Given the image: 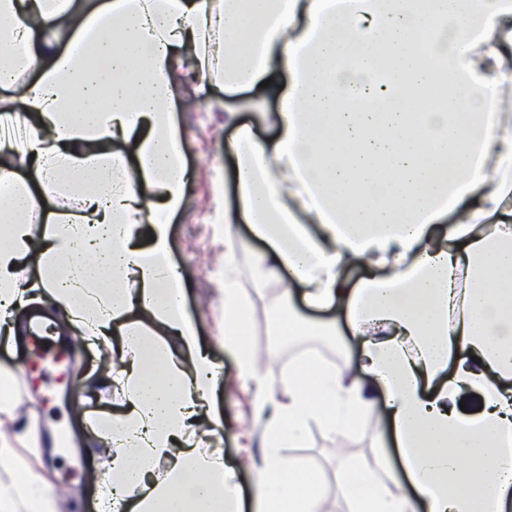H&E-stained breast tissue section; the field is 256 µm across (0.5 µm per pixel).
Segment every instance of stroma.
I'll return each mask as SVG.
<instances>
[{"instance_id":"1","label":"stroma","mask_w":512,"mask_h":512,"mask_svg":"<svg viewBox=\"0 0 512 512\" xmlns=\"http://www.w3.org/2000/svg\"><path fill=\"white\" fill-rule=\"evenodd\" d=\"M174 90L177 98L193 101L194 106L177 114L191 177L185 207L171 221L172 259L187 282L186 311L198 329L200 345L219 369L212 399L221 423L206 428L202 444L221 451L236 465L235 482L249 499L255 494L258 468L266 451V418L257 410L258 397L269 394L275 403L288 404L281 379L297 360L301 347L325 350V362L339 371L355 363L359 348L347 334L299 335L287 340L279 336L270 308L279 299L281 286L272 282L263 290H255L252 273L265 246L252 236L248 225L241 224L236 228V283L249 303L248 339L266 359L255 377L237 378L235 359L225 351L222 341L224 235L219 229L224 215L221 189L232 180L233 159L227 146L234 129L224 123L222 86H212L204 98L187 79L178 82ZM100 353V347L77 343L66 365L61 366L36 358L30 345L18 341L0 345V369L28 379L23 392L17 384L9 385L6 394L17 417L0 420V429L32 422L37 431L54 429L62 438L68 430L79 431L80 456L41 454L43 471L57 492L60 512H100L96 495L99 460L92 449L93 433L82 419L115 412L123 400L122 394L109 389L93 371ZM280 454L288 463L318 476L322 512L350 510L336 478L341 459H358L376 474L386 467H401L390 424L377 428L368 418L343 437L309 425L303 440L295 447L281 449Z\"/></svg>"}]
</instances>
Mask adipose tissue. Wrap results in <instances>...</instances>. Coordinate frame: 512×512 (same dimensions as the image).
<instances>
[{
    "mask_svg": "<svg viewBox=\"0 0 512 512\" xmlns=\"http://www.w3.org/2000/svg\"><path fill=\"white\" fill-rule=\"evenodd\" d=\"M222 85L238 112L224 201V348L259 360L233 277L236 227L307 300L342 312L363 379L309 355L268 410L259 490L245 502L222 455L200 447L218 371L185 312L170 219L190 172L177 70ZM37 80H29V73ZM512 0H0V329L20 332L23 274L91 344L117 346L104 379L126 407L91 422L109 444L103 512H319L318 478L277 450L309 421L344 436L384 392L411 494L341 462L354 512H512ZM29 168L30 180L18 176ZM58 209L43 214L40 189ZM45 218L41 238L31 224ZM370 263L379 274L345 279ZM477 393L481 410L457 403ZM0 433V512H59Z\"/></svg>",
    "mask_w": 512,
    "mask_h": 512,
    "instance_id": "obj_1",
    "label": "adipose tissue"
}]
</instances>
